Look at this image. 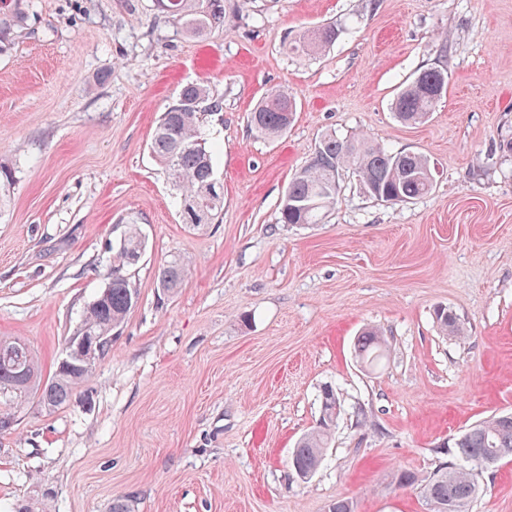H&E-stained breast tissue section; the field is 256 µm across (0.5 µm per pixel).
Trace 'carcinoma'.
Here are the masks:
<instances>
[{
    "instance_id": "1",
    "label": "carcinoma",
    "mask_w": 512,
    "mask_h": 512,
    "mask_svg": "<svg viewBox=\"0 0 512 512\" xmlns=\"http://www.w3.org/2000/svg\"><path fill=\"white\" fill-rule=\"evenodd\" d=\"M182 32L201 37L224 24V0H157ZM341 29L334 24L320 26L313 35L299 42L294 50L307 55L323 52L336 42ZM446 71L430 67L421 70L402 90L394 103L397 119L405 124L425 121L441 100ZM218 109L207 102L206 89L197 84L183 86L176 101L163 113L151 142L155 157L168 170L173 186L180 193V217L185 224H210L224 207V191L210 192L217 184L213 157L202 135L203 118ZM296 111L295 94L272 89L251 113V125L262 135H279ZM351 168L365 191L374 199L391 204L408 203L428 194L433 175L428 159L418 152H391L363 136L339 137L325 134L313 156L291 179L279 211L281 224H318L336 201L339 170ZM15 187L12 168L0 164V217L9 207ZM144 239L135 224L128 225L113 256L112 277L102 292L86 307L77 333L97 337L100 354L112 343V330L124 322L137 304V292L123 274L126 266L139 261ZM185 268L173 261L158 273L159 287L173 293L185 278ZM436 320L442 331L463 334L460 319L453 311L439 309ZM385 341L369 328L358 337L357 356L362 363L376 367L384 358ZM94 366L74 363L57 365L54 375L42 378L36 357L20 340H0V388L10 386L12 395L33 394L45 411L64 405L74 388L89 380ZM336 391L330 385L321 390V417L317 427L302 437L294 448L291 465L297 476L308 479L321 463L329 447L337 415ZM456 462L439 468L422 480L409 470L396 476L401 487L418 486L432 506V512H468L480 493L476 471L490 458L500 462L512 457V414H496L472 425L455 442Z\"/></svg>"
}]
</instances>
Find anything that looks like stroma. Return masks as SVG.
<instances>
[{
    "label": "stroma",
    "mask_w": 512,
    "mask_h": 512,
    "mask_svg": "<svg viewBox=\"0 0 512 512\" xmlns=\"http://www.w3.org/2000/svg\"><path fill=\"white\" fill-rule=\"evenodd\" d=\"M224 24L177 30L156 0L0 4V161L15 170L0 218V339L52 376L105 288L125 218L145 249L126 268L138 302L91 378L54 412L14 403L0 433V512H429L426 477L475 422L512 412V0H224ZM343 25L318 56L291 52ZM448 72L430 119L391 103L420 70ZM188 84L207 115L224 208L182 223L154 157L157 121ZM297 95L281 136L250 114ZM360 134L425 154L434 187L375 200L350 172L321 223H278L293 174L322 135ZM180 262L175 294L159 268ZM464 323L441 334L438 307ZM388 344L377 367L361 330ZM332 386L340 411L318 470L291 454ZM469 512H512V461L483 470ZM385 352V341L375 329H366L358 337L357 356L369 367H377Z\"/></svg>",
    "instance_id": "obj_1"
}]
</instances>
